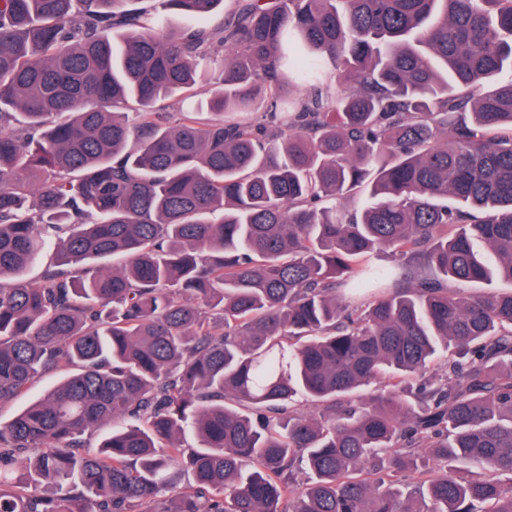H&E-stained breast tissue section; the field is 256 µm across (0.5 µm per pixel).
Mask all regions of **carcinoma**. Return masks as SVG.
I'll list each match as a JSON object with an SVG mask.
<instances>
[{
    "instance_id": "1",
    "label": "carcinoma",
    "mask_w": 512,
    "mask_h": 512,
    "mask_svg": "<svg viewBox=\"0 0 512 512\" xmlns=\"http://www.w3.org/2000/svg\"><path fill=\"white\" fill-rule=\"evenodd\" d=\"M132 2L0 0V512H512V0ZM218 71H216L212 83L206 87L195 89L191 92L184 93L177 98L164 102L165 109L163 112H197L200 109L201 102L208 98L212 92L220 86L218 80ZM201 112V111H199ZM198 117L204 121L212 118L209 112L203 111ZM57 376L58 374L56 372H50L46 374L40 380L38 386L34 390L0 406V418L2 421L11 419L19 410L23 409L41 390L51 387L54 384Z\"/></svg>"
}]
</instances>
